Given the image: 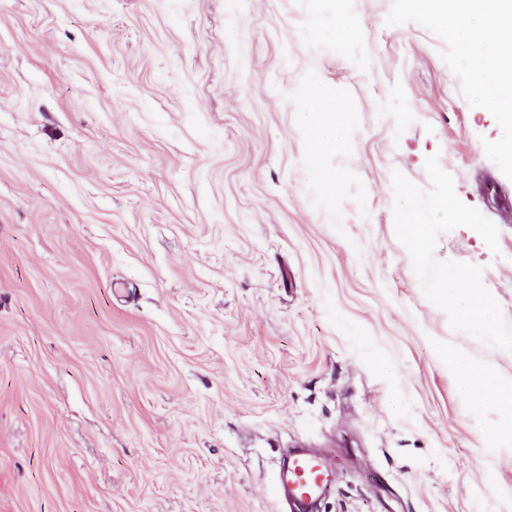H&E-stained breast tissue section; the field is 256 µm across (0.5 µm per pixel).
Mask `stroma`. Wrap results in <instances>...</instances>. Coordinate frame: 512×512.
<instances>
[{
  "instance_id": "obj_1",
  "label": "stroma",
  "mask_w": 512,
  "mask_h": 512,
  "mask_svg": "<svg viewBox=\"0 0 512 512\" xmlns=\"http://www.w3.org/2000/svg\"><path fill=\"white\" fill-rule=\"evenodd\" d=\"M353 17L343 44L318 31ZM473 54L404 0H0V512H512V443L473 420L454 330L396 237L392 171L512 194ZM349 113L314 155L311 82ZM335 171L329 192L309 175ZM481 267L512 323V221ZM326 481V482H325ZM323 463L306 455H297L288 473H280L281 497L293 503L298 512H307V506L327 486Z\"/></svg>"
}]
</instances>
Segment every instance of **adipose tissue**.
<instances>
[{"mask_svg": "<svg viewBox=\"0 0 512 512\" xmlns=\"http://www.w3.org/2000/svg\"><path fill=\"white\" fill-rule=\"evenodd\" d=\"M413 12L444 26L462 47L476 41L487 44L483 59L474 66L475 89L491 110L512 120V0H408ZM302 128L317 152L335 150L338 134L348 122L337 111L334 98L320 84H313L299 104ZM449 368L461 377V390L470 396L473 416H480L484 389H492L500 419L497 436H512V384L491 383L486 371L460 353L445 350Z\"/></svg>", "mask_w": 512, "mask_h": 512, "instance_id": "obj_1", "label": "adipose tissue"}]
</instances>
